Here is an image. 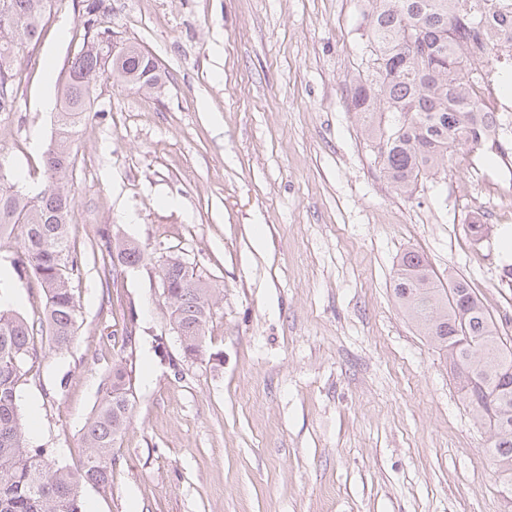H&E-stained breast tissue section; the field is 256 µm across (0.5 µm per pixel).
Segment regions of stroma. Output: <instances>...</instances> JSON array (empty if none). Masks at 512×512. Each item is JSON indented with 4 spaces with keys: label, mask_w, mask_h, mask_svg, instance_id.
I'll return each mask as SVG.
<instances>
[{
    "label": "stroma",
    "mask_w": 512,
    "mask_h": 512,
    "mask_svg": "<svg viewBox=\"0 0 512 512\" xmlns=\"http://www.w3.org/2000/svg\"><path fill=\"white\" fill-rule=\"evenodd\" d=\"M367 0H112L118 41L154 55L152 91L102 75L74 136L72 245L82 267L71 346L41 354L19 390L32 444L82 458L83 427L135 320L132 416L110 488L86 512H512L489 436L444 355L398 309L396 261L423 253L512 325V203L481 149L397 195L348 93L362 68ZM74 0H56L22 58L0 158L45 187L56 75L81 47ZM133 221H126V214ZM486 230L468 231L473 219ZM135 241L136 268L104 272L102 228ZM0 241V290L28 321L45 295ZM174 251L210 286L204 353L185 359L161 298Z\"/></svg>",
    "instance_id": "stroma-1"
}]
</instances>
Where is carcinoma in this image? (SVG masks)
Returning a JSON list of instances; mask_svg holds the SVG:
<instances>
[{
	"mask_svg": "<svg viewBox=\"0 0 512 512\" xmlns=\"http://www.w3.org/2000/svg\"><path fill=\"white\" fill-rule=\"evenodd\" d=\"M52 2L0 0V112L13 108L17 62L38 42ZM111 11L109 0H82V46L68 60L60 89L56 137L45 152L47 187L24 191L0 162V238H19L14 264L33 273L45 294L41 324L54 351L68 349L77 319L70 280L81 255L67 232L74 130L106 72L121 85L161 87L159 69L143 76L149 53L133 45L112 54ZM368 18L366 70L351 89L350 108L377 150L380 172L396 194L409 197L450 153L484 146L485 120L473 112L471 95L485 83L494 51L512 52V0H371ZM168 275L184 358L194 360L203 352L210 288L179 262ZM393 293L404 316L445 352L456 377L476 380L464 399L490 433L491 465L512 486V343L464 278L443 285L417 251L398 258ZM35 331L17 311L0 308V512H83L84 486H110L113 448L131 417L133 395L123 373L108 376L101 405L83 429V458L49 463L46 450L26 439L18 405L21 381L40 357Z\"/></svg>",
	"mask_w": 512,
	"mask_h": 512,
	"instance_id": "1",
	"label": "carcinoma"
}]
</instances>
